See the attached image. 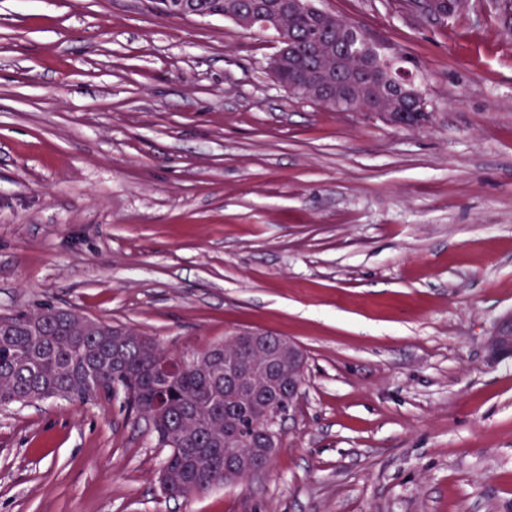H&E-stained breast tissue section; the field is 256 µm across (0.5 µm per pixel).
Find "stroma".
<instances>
[{"instance_id": "stroma-1", "label": "stroma", "mask_w": 512, "mask_h": 512, "mask_svg": "<svg viewBox=\"0 0 512 512\" xmlns=\"http://www.w3.org/2000/svg\"><path fill=\"white\" fill-rule=\"evenodd\" d=\"M403 52L417 129L334 112L279 44L155 0H0V317L50 305L171 353L250 331L306 382L271 467L165 497L123 400L0 408V512H512V32L493 0H319ZM486 346L495 358L512 357V313L498 322L488 337Z\"/></svg>"}]
</instances>
